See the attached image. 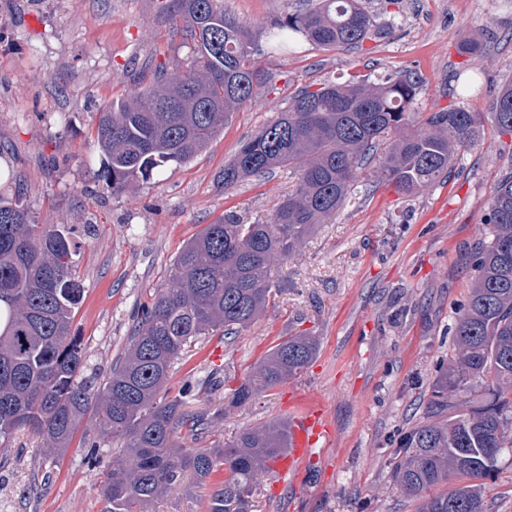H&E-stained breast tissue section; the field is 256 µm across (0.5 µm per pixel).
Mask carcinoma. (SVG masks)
I'll return each mask as SVG.
<instances>
[{
    "instance_id": "cac0c4a2",
    "label": "carcinoma",
    "mask_w": 512,
    "mask_h": 512,
    "mask_svg": "<svg viewBox=\"0 0 512 512\" xmlns=\"http://www.w3.org/2000/svg\"><path fill=\"white\" fill-rule=\"evenodd\" d=\"M173 12L191 51L183 73L170 77L162 65L149 86L99 112L98 180L114 193L196 157L260 77L248 32L221 0H173ZM297 35L326 49L359 47L381 28L360 0H315L274 24L272 46L285 49ZM417 94L409 74L301 88L224 165L226 187L287 166L299 172L295 191L267 224L226 214L182 247L171 284L138 312L124 356L98 389L72 334L83 291L73 228L36 224L19 203L0 199V450L26 429L61 454L92 408L97 431L121 445L100 486L105 512H149L186 473L205 485L220 471L208 512H252L256 476L289 448L288 425L246 428L211 448H187L178 435L199 440L213 419L301 373L318 340L300 333L275 345L213 418L188 411L190 388L171 394L172 368L200 337L239 334L262 315L283 288L272 266L346 202L370 152L385 147L376 181L405 196L446 177L454 154L476 137V114L450 104L421 119ZM493 109L498 134L512 137V81L498 88ZM485 224L453 353L393 468L417 512H487L484 480L512 456V170L498 179Z\"/></svg>"
}]
</instances>
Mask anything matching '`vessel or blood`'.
Masks as SVG:
<instances>
[{
  "instance_id": "b4317fda",
  "label": "vessel or blood",
  "mask_w": 512,
  "mask_h": 512,
  "mask_svg": "<svg viewBox=\"0 0 512 512\" xmlns=\"http://www.w3.org/2000/svg\"><path fill=\"white\" fill-rule=\"evenodd\" d=\"M291 446L287 454L278 457L274 467L280 477L294 474L311 456L318 443L330 434L324 410L305 398L293 402Z\"/></svg>"
}]
</instances>
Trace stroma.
<instances>
[{"label": "stroma", "instance_id": "35a3bbf8", "mask_svg": "<svg viewBox=\"0 0 512 512\" xmlns=\"http://www.w3.org/2000/svg\"><path fill=\"white\" fill-rule=\"evenodd\" d=\"M305 0H224L225 13L266 42L274 20ZM386 33L362 46L322 49L297 39L262 53L261 82L201 154L143 185L112 194L96 178L95 126L111 100L150 84L159 64L177 76L188 50L171 0H0V196L18 198L35 223L70 225L83 294L72 331L86 374L103 384L125 353L136 313L170 282L174 260L204 225L226 213L269 222L298 176L279 168L233 186L224 165L305 86L348 74L415 73L416 111L458 104L477 113L479 134L455 154L448 177L405 197L380 185L374 154L353 193L277 271L283 288L240 335L204 336L177 361L172 387L194 384L191 410L214 412L275 344L306 332L320 345L300 374L213 421L207 448L241 429L288 421V394L322 400L332 434L315 448L302 481L258 475L254 512H415L395 483V451L422 419L434 379L453 350L454 320L473 271L494 186L512 147L492 121L490 88L512 80V0H363ZM475 42L467 60L459 47ZM483 92L465 94L464 81ZM0 457V512H103L99 487L118 447L84 418L71 447L47 454L15 433ZM193 478L151 512H207Z\"/></svg>", "mask_w": 512, "mask_h": 512}]
</instances>
